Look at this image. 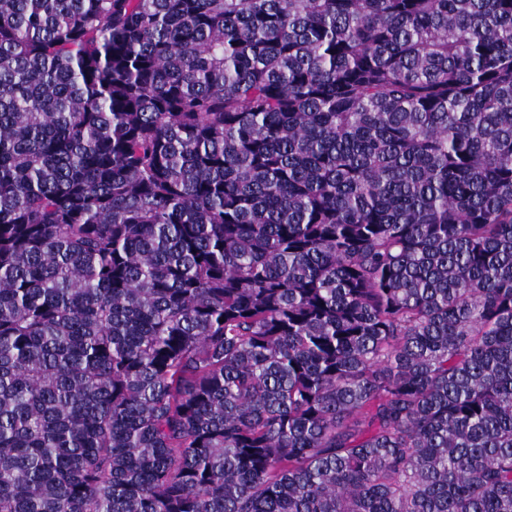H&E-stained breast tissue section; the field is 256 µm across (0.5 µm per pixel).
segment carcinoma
I'll list each match as a JSON object with an SVG mask.
<instances>
[{"label": "carcinoma", "instance_id": "carcinoma-1", "mask_svg": "<svg viewBox=\"0 0 512 512\" xmlns=\"http://www.w3.org/2000/svg\"><path fill=\"white\" fill-rule=\"evenodd\" d=\"M0 512H512V0H0Z\"/></svg>", "mask_w": 512, "mask_h": 512}]
</instances>
